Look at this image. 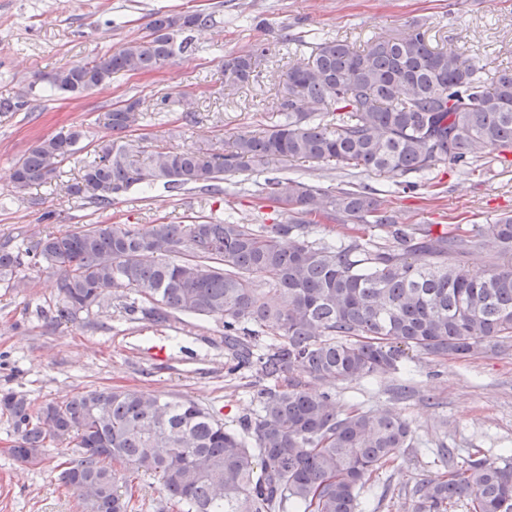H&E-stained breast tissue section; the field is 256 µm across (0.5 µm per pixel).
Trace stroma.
<instances>
[{
	"label": "stroma",
	"instance_id": "stroma-1",
	"mask_svg": "<svg viewBox=\"0 0 512 512\" xmlns=\"http://www.w3.org/2000/svg\"><path fill=\"white\" fill-rule=\"evenodd\" d=\"M210 15L194 34V50L148 75L117 74L77 97L51 90L45 74L117 49L142 34L153 12ZM421 25L437 48L469 49L483 74L512 69V0H0V101H21L0 112V242L20 246L89 224H187L200 216L233 215L242 224L288 222L286 209L263 205L266 176L242 172L221 190L171 191L135 186L102 208L68 196L66 184L93 160L96 144L111 140L104 114L128 99L143 102L140 126L129 137L154 149L221 148L234 136L256 134L284 120L276 109L290 66L309 56L318 39L363 44ZM266 44L271 52L253 83L228 87L225 56ZM192 104V120L184 106ZM82 131L79 150L51 183L26 189L11 180L16 160L41 140ZM280 179L334 187L353 182L381 190L400 224H489L512 212V168L480 160L471 169L436 165L420 176L289 163ZM22 286L0 280V389L34 404L61 401L101 387L141 390L163 399H191L227 427L258 410L265 383L254 370L231 371L224 350V320L176 314L156 324L133 320L126 306L139 296L118 289L76 320L59 319L58 272L47 264L21 268ZM410 377L395 374L332 386L338 407L394 408L410 421L412 447L402 449L365 484L364 506L379 512H412L401 488L460 471L470 459L512 455V342L487 344L470 358L410 359ZM413 391L399 398L396 387ZM15 439L0 414V512H83L82 499L59 475L78 451L52 444L36 465L15 460ZM131 512H177L158 479L133 477Z\"/></svg>",
	"mask_w": 512,
	"mask_h": 512
}]
</instances>
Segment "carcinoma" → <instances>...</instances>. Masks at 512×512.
Wrapping results in <instances>:
<instances>
[{"mask_svg": "<svg viewBox=\"0 0 512 512\" xmlns=\"http://www.w3.org/2000/svg\"><path fill=\"white\" fill-rule=\"evenodd\" d=\"M210 17L155 12L147 32L123 46L46 76L51 88L81 94L120 72L151 73L192 46ZM270 47L224 58V85L258 76ZM278 111L286 122L241 134L224 152L103 141L66 193L108 207L138 184L210 190L227 174L279 170L290 162L402 175L438 163L469 167L512 153V70L489 77L466 51L430 47L422 27L360 49L346 41L316 44L288 68ZM134 100L106 113L112 133L143 119ZM82 137L77 130L43 139L14 164L19 188L53 179ZM288 198L297 223L222 221L96 224L50 234L24 248L0 245V278H19L26 256L59 271V316L75 318L114 289L130 288L142 316L175 313L224 319V347L257 376L278 382L258 392L260 411L235 430L193 400H162L137 390L99 388L35 406L0 390V411L15 435L12 456L29 462L48 444L68 442L78 459L61 472L86 512H128L119 469L158 476L181 512H359L371 476L412 447L401 413L336 409L313 384L333 386L399 373L408 351L444 359L484 343L512 340V214L491 224H397L366 186L334 191L279 179L263 199ZM345 240L316 244L305 228L341 221ZM384 233V242L371 231ZM187 249L188 258L165 256ZM462 257L466 262H449ZM486 264L470 273L468 261ZM269 288H255V279ZM412 512H446L464 498L473 512H512V461L477 459L459 475L421 481Z\"/></svg>", "mask_w": 512, "mask_h": 512, "instance_id": "1", "label": "carcinoma"}]
</instances>
